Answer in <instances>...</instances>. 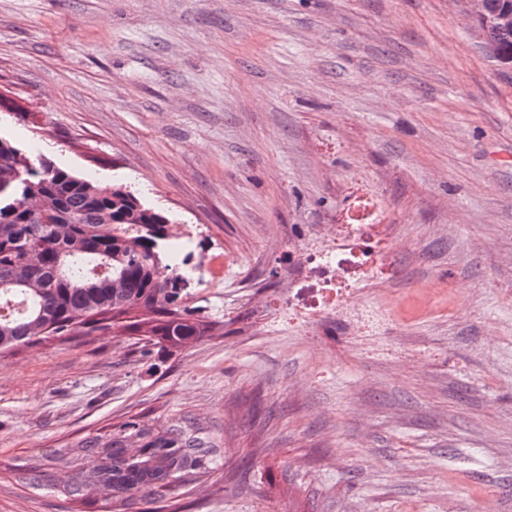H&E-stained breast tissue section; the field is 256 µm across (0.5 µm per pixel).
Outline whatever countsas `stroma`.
<instances>
[{
    "mask_svg": "<svg viewBox=\"0 0 512 512\" xmlns=\"http://www.w3.org/2000/svg\"><path fill=\"white\" fill-rule=\"evenodd\" d=\"M466 0H0V137L196 226L182 349L134 332L0 357V512H105L55 450L136 415L224 443L165 512H512V70ZM364 177L387 334L302 335L266 301ZM41 466L40 487L23 483Z\"/></svg>",
    "mask_w": 512,
    "mask_h": 512,
    "instance_id": "35a3bbf8",
    "label": "stroma"
}]
</instances>
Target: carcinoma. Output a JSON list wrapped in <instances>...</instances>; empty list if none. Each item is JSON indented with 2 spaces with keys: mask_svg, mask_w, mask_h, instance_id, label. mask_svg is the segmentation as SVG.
Instances as JSON below:
<instances>
[{
  "mask_svg": "<svg viewBox=\"0 0 512 512\" xmlns=\"http://www.w3.org/2000/svg\"><path fill=\"white\" fill-rule=\"evenodd\" d=\"M476 24L512 66V28ZM172 223L121 184L102 187L0 138V355L108 330L133 312L143 315L133 327L148 325L170 348L198 340L207 327L185 312L189 280L170 263ZM215 447L189 414L162 424L130 417L80 442L97 464L73 470L63 491L100 492L108 512H160L154 504L218 470Z\"/></svg>",
  "mask_w": 512,
  "mask_h": 512,
  "instance_id": "obj_1",
  "label": "carcinoma"
}]
</instances>
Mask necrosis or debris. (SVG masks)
Returning <instances> with one entry per match:
<instances>
[{
	"instance_id": "obj_1",
	"label": "necrosis or debris",
	"mask_w": 512,
	"mask_h": 512,
	"mask_svg": "<svg viewBox=\"0 0 512 512\" xmlns=\"http://www.w3.org/2000/svg\"><path fill=\"white\" fill-rule=\"evenodd\" d=\"M387 212L379 194L362 179H354L330 233L295 246L300 269L320 276L315 310H297L289 303L288 290L271 301L288 323L304 330L311 316L345 318L352 335L366 336L385 324L384 311L367 305L364 287L387 284L396 276L390 259Z\"/></svg>"
}]
</instances>
